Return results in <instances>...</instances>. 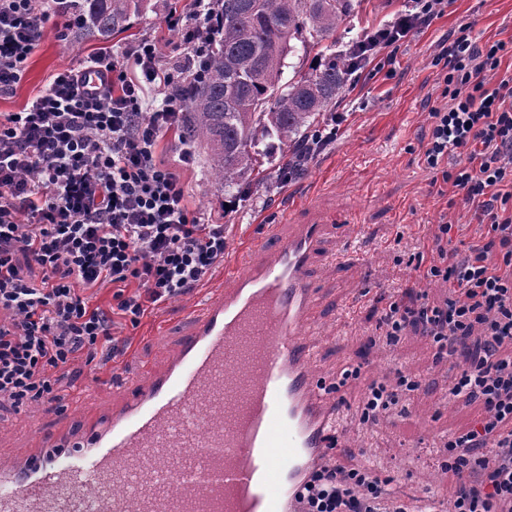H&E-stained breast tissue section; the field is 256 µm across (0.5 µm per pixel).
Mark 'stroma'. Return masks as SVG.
<instances>
[{
    "mask_svg": "<svg viewBox=\"0 0 512 512\" xmlns=\"http://www.w3.org/2000/svg\"><path fill=\"white\" fill-rule=\"evenodd\" d=\"M189 3L149 0L147 10L133 18L129 30L105 42L47 36L13 94L0 97V113L22 110L58 70L143 39L164 41V64L179 68L184 52L173 47L176 35L168 29L167 19L174 9L188 12ZM352 4L350 15L334 38L322 42L319 53L340 52L379 28L394 17L401 2L352 0ZM465 26L481 45L512 41V0H452L443 16L399 43L393 77L376 72L375 60L366 61L335 106L344 115L335 143L315 156L298 179L281 183L269 138L257 146L265 181L243 184L238 195L211 182L205 148H198L197 164L179 166L189 210L231 224L227 257H234L260 233L262 224L276 220L288 208L295 209L300 219L317 217L328 224L325 252L347 246L361 256L357 265L324 259L314 265L320 307L317 331L308 341L317 376L338 386L329 395L342 424L337 465L378 477L389 498L404 502L410 512H424L431 504L439 512H450L451 480L436 464L437 448L448 433L469 426L476 413L474 406L449 399L448 367L436 362L425 337L411 333L394 346L378 338L382 296L412 285L418 276L413 266L402 261V254L427 250L431 225L446 213L462 212L461 206H449L447 185L425 167L420 153L429 138V114L441 105L431 60ZM195 299L192 293L181 296L146 314L138 325L118 326L115 334L127 345L112 361H78L56 390L60 396L80 395V407L72 411V418H79L82 409L111 402L108 379L113 372L139 373L160 365ZM402 374L420 380V390L381 412L375 422H361L367 387L395 386ZM56 419V403L50 399L20 407L0 402V448H27L31 432L52 426Z\"/></svg>",
    "mask_w": 512,
    "mask_h": 512,
    "instance_id": "obj_1",
    "label": "stroma"
}]
</instances>
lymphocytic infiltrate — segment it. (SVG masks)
I'll list each match as a JSON object with an SVG mask.
<instances>
[{
    "label": "lymphocytic infiltrate",
    "mask_w": 512,
    "mask_h": 512,
    "mask_svg": "<svg viewBox=\"0 0 512 512\" xmlns=\"http://www.w3.org/2000/svg\"><path fill=\"white\" fill-rule=\"evenodd\" d=\"M192 23L171 15L185 50L179 70L160 44L129 45L59 70L19 112L0 113V399L24 405L53 397L79 358L114 353L118 320L139 324L159 304L186 295L223 265L229 225L205 223L185 203L175 167L159 161L162 137L183 127L202 61L224 24L215 0H191ZM448 0H403L387 24L358 41L361 57L404 40L442 16ZM71 22L52 0H0V96L12 93L46 31ZM512 58L503 41L481 47L468 32L433 59L443 100L430 114L423 151L477 220L479 242L451 250L459 222L431 232L413 256L419 280L448 288L437 302L407 289L389 303L380 339L415 330L437 361L462 357L448 396L478 417L450 433L437 463L455 479L452 512H512ZM101 86L90 84V73ZM39 268L40 283L29 271ZM111 288L112 305L91 303ZM376 480L323 460L296 512H408Z\"/></svg>",
    "instance_id": "obj_1"
}]
</instances>
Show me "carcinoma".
Wrapping results in <instances>:
<instances>
[{"instance_id":"carcinoma-1","label":"carcinoma","mask_w":512,"mask_h":512,"mask_svg":"<svg viewBox=\"0 0 512 512\" xmlns=\"http://www.w3.org/2000/svg\"><path fill=\"white\" fill-rule=\"evenodd\" d=\"M148 0H62L59 9L73 31L107 41L129 29ZM224 22L219 47L211 48L206 74L188 105L183 133L207 150L212 181L230 186L256 175L264 180L254 151L259 139L276 137L283 164L301 174L305 142L320 117L336 105L350 83L354 50L333 53L296 80L281 82L293 41L313 49L352 10L351 0H217Z\"/></svg>"}]
</instances>
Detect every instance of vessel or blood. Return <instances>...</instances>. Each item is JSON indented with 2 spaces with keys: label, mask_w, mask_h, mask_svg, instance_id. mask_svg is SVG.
<instances>
[{
  "label": "vessel or blood",
  "mask_w": 512,
  "mask_h": 512,
  "mask_svg": "<svg viewBox=\"0 0 512 512\" xmlns=\"http://www.w3.org/2000/svg\"><path fill=\"white\" fill-rule=\"evenodd\" d=\"M326 226L282 215L194 304L161 368L121 397L0 455V512H294L340 436L306 342ZM195 449L183 485L175 451Z\"/></svg>",
  "instance_id": "1"
}]
</instances>
